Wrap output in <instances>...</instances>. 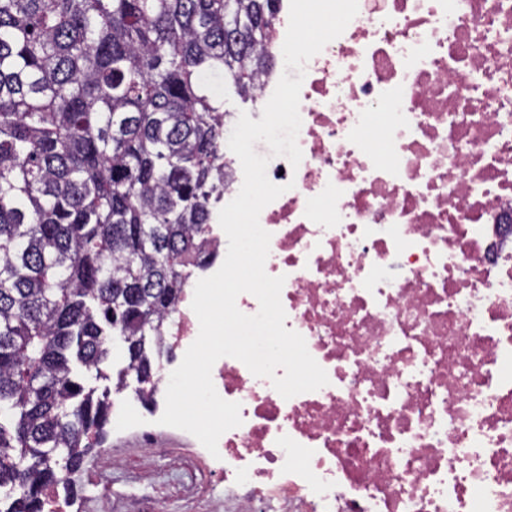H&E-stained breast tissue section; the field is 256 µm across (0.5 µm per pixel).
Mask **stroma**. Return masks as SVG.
<instances>
[{"instance_id":"obj_1","label":"stroma","mask_w":512,"mask_h":512,"mask_svg":"<svg viewBox=\"0 0 512 512\" xmlns=\"http://www.w3.org/2000/svg\"><path fill=\"white\" fill-rule=\"evenodd\" d=\"M217 466L190 433L134 421L86 460L67 512H225Z\"/></svg>"}]
</instances>
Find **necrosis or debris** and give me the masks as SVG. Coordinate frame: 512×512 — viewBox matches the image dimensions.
Returning <instances> with one entry per match:
<instances>
[{
	"instance_id": "1",
	"label": "necrosis or debris",
	"mask_w": 512,
	"mask_h": 512,
	"mask_svg": "<svg viewBox=\"0 0 512 512\" xmlns=\"http://www.w3.org/2000/svg\"><path fill=\"white\" fill-rule=\"evenodd\" d=\"M305 70L253 91L303 80L299 166L254 145L285 188L259 222L284 326L329 383L286 399L214 364L241 405L218 441L236 512H512V0H358ZM201 242L164 329L183 351L228 249Z\"/></svg>"
}]
</instances>
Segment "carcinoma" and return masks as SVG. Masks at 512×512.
<instances>
[{
  "instance_id": "cac0c4a2",
  "label": "carcinoma",
  "mask_w": 512,
  "mask_h": 512,
  "mask_svg": "<svg viewBox=\"0 0 512 512\" xmlns=\"http://www.w3.org/2000/svg\"><path fill=\"white\" fill-rule=\"evenodd\" d=\"M274 0H0V512L70 492L119 351L153 380L224 182V102L267 70Z\"/></svg>"
}]
</instances>
